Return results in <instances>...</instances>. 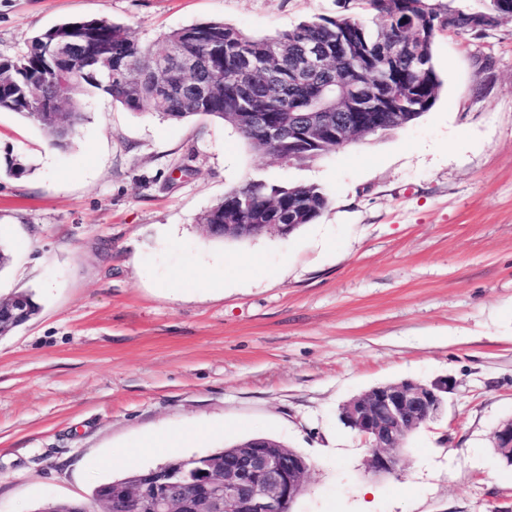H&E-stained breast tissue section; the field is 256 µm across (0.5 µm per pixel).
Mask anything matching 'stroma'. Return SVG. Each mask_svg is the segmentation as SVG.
Listing matches in <instances>:
<instances>
[{
  "label": "stroma",
  "mask_w": 512,
  "mask_h": 512,
  "mask_svg": "<svg viewBox=\"0 0 512 512\" xmlns=\"http://www.w3.org/2000/svg\"><path fill=\"white\" fill-rule=\"evenodd\" d=\"M336 0H0V59L90 18L145 43L220 20L252 37ZM442 86L413 123L286 165L224 122L127 110L96 93L64 148L0 112V296L41 310L0 338V512L89 499L168 457L265 436L310 469L293 512H512L490 445L512 418V19L439 34ZM25 167L7 172L9 161ZM248 177L315 185L293 235L217 241L198 219ZM448 378L444 413L394 474L368 469L343 404ZM193 430L188 447L152 439Z\"/></svg>",
  "instance_id": "stroma-1"
}]
</instances>
